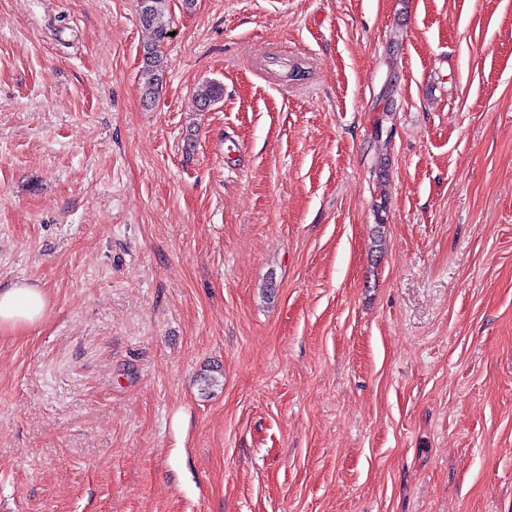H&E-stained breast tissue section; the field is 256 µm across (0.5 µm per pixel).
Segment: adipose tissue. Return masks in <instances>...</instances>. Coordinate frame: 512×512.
Listing matches in <instances>:
<instances>
[{
    "label": "adipose tissue",
    "mask_w": 512,
    "mask_h": 512,
    "mask_svg": "<svg viewBox=\"0 0 512 512\" xmlns=\"http://www.w3.org/2000/svg\"><path fill=\"white\" fill-rule=\"evenodd\" d=\"M42 288L26 282L0 284V333H12L39 324L46 313Z\"/></svg>",
    "instance_id": "adipose-tissue-1"
}]
</instances>
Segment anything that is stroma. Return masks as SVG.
Segmentation results:
<instances>
[{
    "mask_svg": "<svg viewBox=\"0 0 512 512\" xmlns=\"http://www.w3.org/2000/svg\"><path fill=\"white\" fill-rule=\"evenodd\" d=\"M168 16L0 0V512H512V0ZM167 0H148L147 12L140 7L141 23L153 30L155 40L152 44L143 48V61L145 81L142 86V96L145 100L155 99V95L162 85L163 62L159 48L168 37L169 22L166 20ZM224 95V88L216 82L202 83L195 91L193 102L199 111H203L215 102L219 101ZM42 288L26 282L0 283V333H12L39 324L46 313Z\"/></svg>",
    "mask_w": 512,
    "mask_h": 512,
    "instance_id": "35a3bbf8",
    "label": "stroma"
}]
</instances>
